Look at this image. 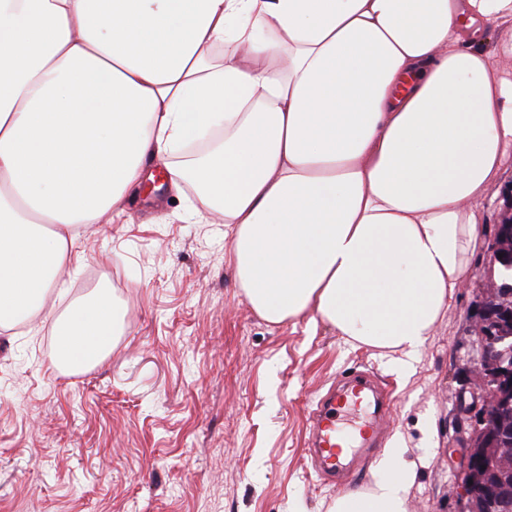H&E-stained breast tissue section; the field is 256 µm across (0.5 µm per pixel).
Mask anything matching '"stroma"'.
Wrapping results in <instances>:
<instances>
[{
    "instance_id": "35a3bbf8",
    "label": "stroma",
    "mask_w": 512,
    "mask_h": 512,
    "mask_svg": "<svg viewBox=\"0 0 512 512\" xmlns=\"http://www.w3.org/2000/svg\"><path fill=\"white\" fill-rule=\"evenodd\" d=\"M156 171L122 220L88 224L63 312L110 289L124 323L111 354L62 374L36 353L44 317L0 329V512H330L339 492L307 453L318 396L360 371L387 384L384 445L417 466L408 512H460L457 395L477 347V282L456 290L411 372L399 353L324 323L271 325L238 288L222 224L188 218Z\"/></svg>"
}]
</instances>
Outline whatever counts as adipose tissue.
Returning a JSON list of instances; mask_svg holds the SVG:
<instances>
[{
	"label": "adipose tissue",
	"instance_id": "1",
	"mask_svg": "<svg viewBox=\"0 0 512 512\" xmlns=\"http://www.w3.org/2000/svg\"><path fill=\"white\" fill-rule=\"evenodd\" d=\"M512 0H0V328L44 312L82 224L150 166L231 232L252 310L412 366L473 273L512 157ZM53 368L112 351L94 292ZM399 448L332 512H406Z\"/></svg>",
	"mask_w": 512,
	"mask_h": 512
}]
</instances>
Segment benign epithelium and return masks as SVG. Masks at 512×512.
Segmentation results:
<instances>
[{
  "label": "benign epithelium",
  "mask_w": 512,
  "mask_h": 512,
  "mask_svg": "<svg viewBox=\"0 0 512 512\" xmlns=\"http://www.w3.org/2000/svg\"><path fill=\"white\" fill-rule=\"evenodd\" d=\"M504 207L489 238L488 268L479 275L481 288L471 335L480 342L470 379L472 402L460 413L475 417L466 437V477L462 512H512V184L502 191Z\"/></svg>",
  "instance_id": "1"
}]
</instances>
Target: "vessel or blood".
I'll return each mask as SVG.
<instances>
[{"label": "vessel or blood", "instance_id": "b4317fda", "mask_svg": "<svg viewBox=\"0 0 512 512\" xmlns=\"http://www.w3.org/2000/svg\"><path fill=\"white\" fill-rule=\"evenodd\" d=\"M345 387L346 391L341 395L328 390L309 416L308 452L315 472L321 477H340L346 470L345 464L336 456L337 439H344L349 444L358 443L367 456L377 454L393 415L391 400L384 388L361 378L346 382ZM363 391L371 392L377 410L358 425H346L344 417L348 411L359 409L358 396Z\"/></svg>", "mask_w": 512, "mask_h": 512}]
</instances>
